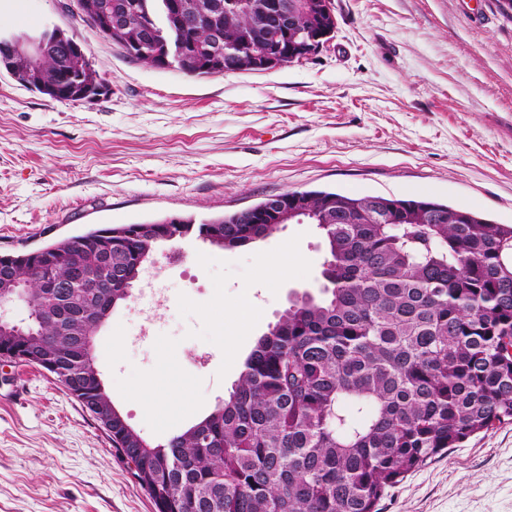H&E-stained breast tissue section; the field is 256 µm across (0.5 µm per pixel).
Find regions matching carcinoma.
Masks as SVG:
<instances>
[{"instance_id": "1", "label": "carcinoma", "mask_w": 512, "mask_h": 512, "mask_svg": "<svg viewBox=\"0 0 512 512\" xmlns=\"http://www.w3.org/2000/svg\"><path fill=\"white\" fill-rule=\"evenodd\" d=\"M166 1L187 17L186 29L171 37L195 56L219 31L224 69L173 56L165 63L149 45L135 60L208 77L236 71V55L262 53L264 42L239 40L256 22L252 13L229 24L210 19L224 0H76L71 16L93 26L108 5L123 21L109 38L126 49L147 40ZM36 66L43 81L64 89L81 75L102 81L89 55L56 49ZM299 196L324 215L338 198L366 200L327 191ZM390 203L432 208L450 220L327 225V297L304 294L291 303L257 339L228 398L157 445L113 410L112 445L134 462L133 477L157 512H377L387 489L442 449L512 420V224L431 201ZM207 223L224 225V238L210 244L225 249L277 231L242 224L236 213ZM130 232L125 224L92 230L45 246L40 257L0 254V289L27 282L41 316L36 334H0V344L53 362L91 401L110 394L86 376L94 354L62 341L61 326L74 341L93 338L96 326L59 306L98 273L118 270L114 287L99 289V305L126 300L123 285L133 284L140 261L152 260L155 239L175 240L179 229L148 224L137 240ZM102 237L112 242L110 266L97 244ZM61 252L67 259L54 261ZM47 275L60 283L51 296L42 288ZM348 404L357 418L345 412Z\"/></svg>"}]
</instances>
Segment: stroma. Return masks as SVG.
<instances>
[{"label": "stroma", "mask_w": 512, "mask_h": 512, "mask_svg": "<svg viewBox=\"0 0 512 512\" xmlns=\"http://www.w3.org/2000/svg\"><path fill=\"white\" fill-rule=\"evenodd\" d=\"M0 0L14 27H59L106 85L57 102L0 74V253L169 217L229 215L291 191L427 200L512 224V12L498 0H331L335 30L309 58L193 77L130 58L65 9ZM180 250L183 263L165 256ZM284 263L266 287L257 255ZM327 257L312 224L225 250L160 244L94 338L102 382L152 444L222 402L290 299L319 295ZM248 330L234 359L225 311ZM120 347H113L114 338ZM183 389L162 418L134 388ZM379 512H512V421L409 473ZM0 512H156L126 458L47 371L0 362Z\"/></svg>", "instance_id": "35a3bbf8"}]
</instances>
